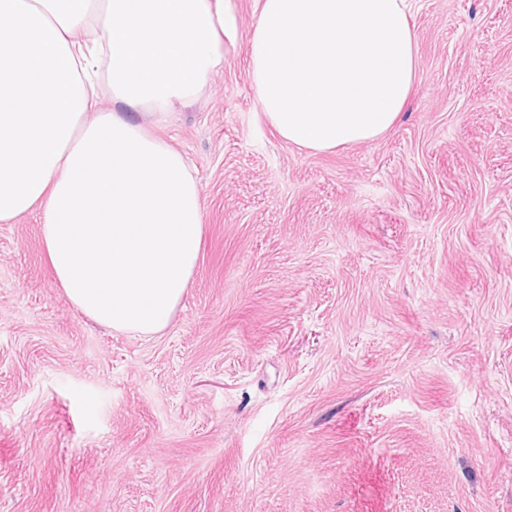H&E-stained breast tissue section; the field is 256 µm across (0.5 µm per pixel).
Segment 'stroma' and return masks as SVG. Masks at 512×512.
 Returning a JSON list of instances; mask_svg holds the SVG:
<instances>
[{
  "label": "stroma",
  "mask_w": 512,
  "mask_h": 512,
  "mask_svg": "<svg viewBox=\"0 0 512 512\" xmlns=\"http://www.w3.org/2000/svg\"><path fill=\"white\" fill-rule=\"evenodd\" d=\"M224 67L160 135L203 244L159 334L57 288L0 224V512H512V0H411L417 76L376 140L312 153Z\"/></svg>",
  "instance_id": "1"
}]
</instances>
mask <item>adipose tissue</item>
Here are the masks:
<instances>
[{
    "mask_svg": "<svg viewBox=\"0 0 512 512\" xmlns=\"http://www.w3.org/2000/svg\"><path fill=\"white\" fill-rule=\"evenodd\" d=\"M409 19L408 0H260L266 122L313 152L384 134L416 76ZM233 28L229 0H0V223L39 213L58 285L99 325L157 334L187 294L201 191L158 131Z\"/></svg>",
    "mask_w": 512,
    "mask_h": 512,
    "instance_id": "obj_1",
    "label": "adipose tissue"
}]
</instances>
